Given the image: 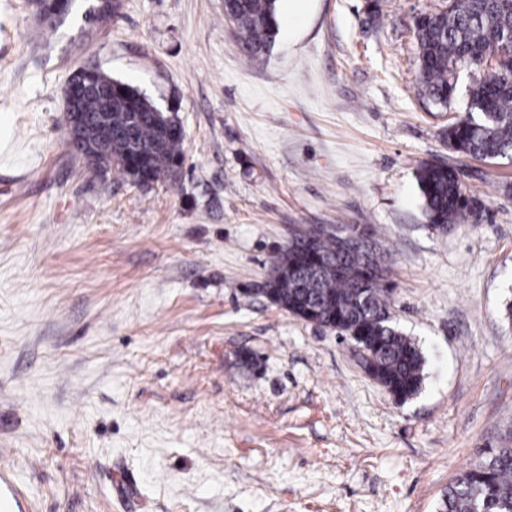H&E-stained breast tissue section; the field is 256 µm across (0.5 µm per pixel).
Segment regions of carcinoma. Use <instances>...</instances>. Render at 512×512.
<instances>
[{"instance_id": "cac0c4a2", "label": "carcinoma", "mask_w": 512, "mask_h": 512, "mask_svg": "<svg viewBox=\"0 0 512 512\" xmlns=\"http://www.w3.org/2000/svg\"><path fill=\"white\" fill-rule=\"evenodd\" d=\"M75 0H60L47 8L52 25L64 23ZM224 14L234 25L247 53L257 59L267 53L278 34V0H224ZM418 45L416 87L427 101L448 104L453 92V69L476 65L486 56L497 60L496 76L483 74L469 88L466 113L448 125V147L484 161L512 157V0H448L446 8L418 16L414 21ZM71 82L89 87L79 104L88 125L105 111L112 96V128L127 130L147 164L130 167L126 144L120 140L91 141L97 169L115 168L138 185L180 168L184 161L182 137L169 134L177 115L164 111L132 85L115 80L101 68L87 74L76 71ZM424 211L430 224L445 230L465 224L479 199L462 188L460 172L446 164L423 163L417 172ZM381 256L369 240L348 250L336 237H297L278 251L267 287L277 302L303 321L333 330L354 331L366 363L389 394L406 402L421 391L424 358L416 343L393 321L387 300L389 284ZM438 512H512V448H495L448 486Z\"/></svg>"}]
</instances>
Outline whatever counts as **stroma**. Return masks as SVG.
Listing matches in <instances>:
<instances>
[{
  "label": "stroma",
  "mask_w": 512,
  "mask_h": 512,
  "mask_svg": "<svg viewBox=\"0 0 512 512\" xmlns=\"http://www.w3.org/2000/svg\"><path fill=\"white\" fill-rule=\"evenodd\" d=\"M76 0L49 29L0 0V512H437L512 441V163L452 152L414 90L415 18L447 0H279L262 62L224 0ZM176 110L184 162L147 186L64 133L81 65ZM482 203L434 229L419 166ZM368 228L420 346L396 402L351 343L261 286L296 229Z\"/></svg>",
  "instance_id": "35a3bbf8"
}]
</instances>
